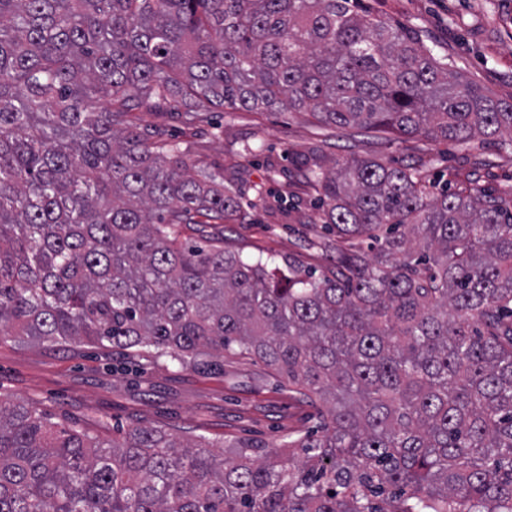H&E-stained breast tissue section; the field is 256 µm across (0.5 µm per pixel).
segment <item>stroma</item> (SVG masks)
<instances>
[{"label":"stroma","mask_w":512,"mask_h":512,"mask_svg":"<svg viewBox=\"0 0 512 512\" xmlns=\"http://www.w3.org/2000/svg\"><path fill=\"white\" fill-rule=\"evenodd\" d=\"M361 6L410 27L435 58L496 97L512 101V0H361ZM141 127L165 139H190L196 159L224 175L241 217L207 226L248 258L279 267L296 262L319 271L336 263L323 249L328 234L308 169L376 158L419 165L446 183L478 174L492 192L512 186V135L468 145L442 139L323 129L298 111H215L194 136L175 113L138 112ZM0 400L25 403L52 422L108 437L157 427L206 440L215 454L228 441L251 440L276 450L288 433L315 427L317 407L298 401L263 363L234 355L180 366L140 350L0 338Z\"/></svg>","instance_id":"stroma-1"}]
</instances>
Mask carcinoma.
Here are the masks:
<instances>
[{"label": "carcinoma", "mask_w": 512, "mask_h": 512, "mask_svg": "<svg viewBox=\"0 0 512 512\" xmlns=\"http://www.w3.org/2000/svg\"><path fill=\"white\" fill-rule=\"evenodd\" d=\"M360 0H0V333L259 360L326 405L280 450L112 440L0 403V512H512V191L311 171L336 266L185 235L240 212L133 112L489 141L512 102Z\"/></svg>", "instance_id": "carcinoma-1"}]
</instances>
